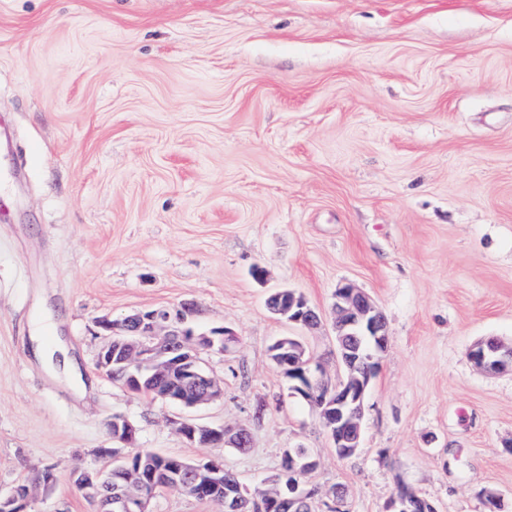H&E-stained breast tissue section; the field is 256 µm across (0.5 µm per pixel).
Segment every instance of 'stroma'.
Listing matches in <instances>:
<instances>
[{"label": "stroma", "mask_w": 512, "mask_h": 512, "mask_svg": "<svg viewBox=\"0 0 512 512\" xmlns=\"http://www.w3.org/2000/svg\"><path fill=\"white\" fill-rule=\"evenodd\" d=\"M0 494L47 465L32 512H92L69 482L102 468L122 416L137 445L218 457L249 487L287 449L346 512L407 488L437 512H512V0H0ZM267 271L252 278L254 266ZM384 313L390 345L364 439L338 458L270 347L298 337L330 376L337 286ZM287 288L310 329L271 314ZM194 304L224 399L192 410L93 370L99 318ZM86 387L30 348L35 325ZM192 417L251 445L198 448ZM267 308L276 315H288V321L303 326H315L321 320L320 311L312 307L300 294L288 289H278L266 298ZM469 360L477 367L490 372L512 371V347L505 349L496 338L476 342L468 350ZM109 435L124 445L125 448H135L137 428L127 418L112 417L106 424Z\"/></svg>", "instance_id": "35a3bbf8"}]
</instances>
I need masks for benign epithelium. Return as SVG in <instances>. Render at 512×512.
Returning a JSON list of instances; mask_svg holds the SVG:
<instances>
[{
	"label": "benign epithelium",
	"instance_id": "1",
	"mask_svg": "<svg viewBox=\"0 0 512 512\" xmlns=\"http://www.w3.org/2000/svg\"><path fill=\"white\" fill-rule=\"evenodd\" d=\"M267 308L288 321L303 326H315L321 320L320 311L312 307L300 294L278 289L266 298ZM333 309L336 313V361L343 370L335 383L326 378L322 363L305 356L302 343L292 336H282L273 344L275 362L288 371L293 394L302 397L319 410L323 426L336 449V455L347 458L362 447L364 438L365 403L379 367V355L390 342L384 314L365 291L350 282L340 284L334 292ZM192 309L184 306L175 312L168 308L142 310L120 319L103 317L97 321L104 343L95 367L103 375L112 374V364L123 367L128 382L124 388L132 394H151L150 386L169 375L179 376L185 386L178 395L158 393L185 407L220 402L224 399V385L205 369L201 354L217 349L226 351L235 342V335L225 328L194 335L185 327ZM467 356L477 367L490 372L512 371V347L506 349L497 339L480 340L470 347ZM112 439L126 448L135 447L137 428L127 418L112 417L106 424ZM176 431L188 443L203 448L250 447V434L245 429L232 431L223 425L210 426L194 421L176 423ZM288 482L280 476L273 479V488L264 492L265 512H275L283 504L303 505L311 491L295 480V476L311 471L315 462L305 448L288 454ZM177 468L196 476L200 485L224 481V462L219 458L196 460L186 464L176 459ZM84 495L95 500L112 487V470L93 469L75 471L70 476ZM162 485L154 483L150 474L144 482L127 487L121 497L122 507L135 512H149L150 501ZM250 493L242 483L235 492L224 498V512H237L240 498ZM31 500L30 485L15 487L0 495V512H27ZM386 512H435L430 500L417 494L400 492L392 497Z\"/></svg>",
	"mask_w": 512,
	"mask_h": 512
}]
</instances>
